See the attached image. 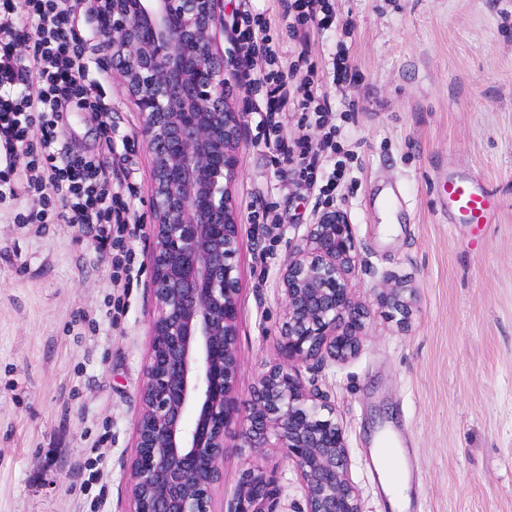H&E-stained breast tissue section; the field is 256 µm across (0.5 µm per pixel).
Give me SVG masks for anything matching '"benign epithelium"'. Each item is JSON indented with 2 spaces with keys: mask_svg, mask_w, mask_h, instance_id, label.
<instances>
[{
  "mask_svg": "<svg viewBox=\"0 0 512 512\" xmlns=\"http://www.w3.org/2000/svg\"><path fill=\"white\" fill-rule=\"evenodd\" d=\"M112 46V75L141 116L151 164L149 256L155 309L127 464L129 512H211L224 481V437L281 448L306 487L305 512H362L348 479L345 431L302 364L345 361L366 336L354 298L358 260L345 211L328 207L306 227L280 272L285 300L277 359L245 410L229 394L238 369V218L233 186L245 113L230 102L237 59L221 49L224 0H79ZM414 289L378 295L405 330ZM276 489L243 474L228 512H274Z\"/></svg>",
  "mask_w": 512,
  "mask_h": 512,
  "instance_id": "obj_1",
  "label": "benign epithelium"
}]
</instances>
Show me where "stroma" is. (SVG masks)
<instances>
[{
	"instance_id": "stroma-1",
	"label": "stroma",
	"mask_w": 512,
	"mask_h": 512,
	"mask_svg": "<svg viewBox=\"0 0 512 512\" xmlns=\"http://www.w3.org/2000/svg\"><path fill=\"white\" fill-rule=\"evenodd\" d=\"M335 23L311 32L309 65L351 153L333 194L353 227L350 286L370 312L358 354L301 366L345 430L348 477L364 512H391L369 454L375 432L404 441L408 512H512V0H333ZM346 48L353 79L333 80ZM99 114L68 113L76 150L111 151L113 183L131 184L136 277L112 282L95 241L70 224H19L28 198L0 200V512H128L126 463L149 351L150 163L145 145L104 146ZM496 192L481 235L445 207L449 172ZM239 227V371L244 403L277 354L279 270L324 207L278 176L244 128L233 189ZM280 220L257 224L259 201ZM415 290L408 330L376 300L386 281ZM227 512L239 481L263 472L276 512H304L305 489L279 448L227 434Z\"/></svg>"
}]
</instances>
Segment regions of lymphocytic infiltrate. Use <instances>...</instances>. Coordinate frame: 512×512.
Returning a JSON list of instances; mask_svg holds the SVG:
<instances>
[{
	"label": "lymphocytic infiltrate",
	"mask_w": 512,
	"mask_h": 512,
	"mask_svg": "<svg viewBox=\"0 0 512 512\" xmlns=\"http://www.w3.org/2000/svg\"><path fill=\"white\" fill-rule=\"evenodd\" d=\"M29 25L16 26L14 40L1 52L14 53V41L30 45V54L13 66H0V196L22 187L37 202L20 214L25 224H78L99 227L97 249L110 258L114 282L131 280L133 257L126 245L130 234L125 193L106 179L104 160L74 153L62 134L64 112L77 107L108 113L101 71L82 53L76 15L66 0H24ZM290 33L316 27L329 29L335 14L329 0H282ZM235 33L241 76L261 98L255 110V145L267 148L280 176L306 189L327 193L345 173L338 160V129L328 123L332 107L298 62L284 63L267 19L250 10H236ZM300 110L323 128L319 142L308 135L281 137L289 110ZM37 143H30V134ZM333 169H326V162Z\"/></svg>",
	"instance_id": "1"
}]
</instances>
